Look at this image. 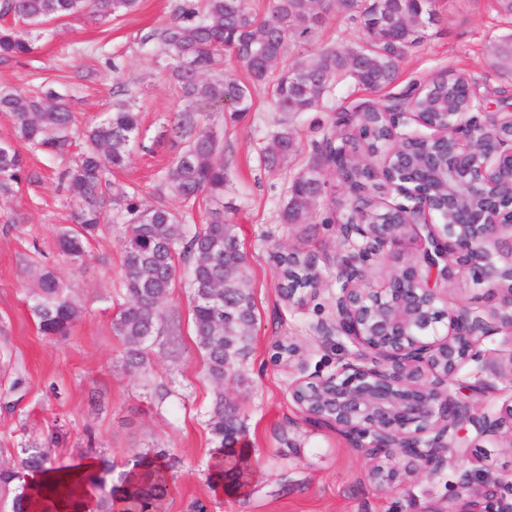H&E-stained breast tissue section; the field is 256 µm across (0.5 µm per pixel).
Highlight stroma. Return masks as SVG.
I'll return each mask as SVG.
<instances>
[{
    "label": "stroma",
    "mask_w": 512,
    "mask_h": 512,
    "mask_svg": "<svg viewBox=\"0 0 512 512\" xmlns=\"http://www.w3.org/2000/svg\"><path fill=\"white\" fill-rule=\"evenodd\" d=\"M179 0H140L137 10L104 19L92 11L50 22L34 54L0 60V89L52 88L64 96L80 124L102 120L117 100L141 112V127L126 167L112 176L115 191L137 192L145 206L165 200L187 220L192 237L206 217L207 203L192 208L161 197L159 173L179 152L169 133L183 102L165 67L164 50L152 34L175 18ZM438 20L422 31L419 45L400 63L397 79L379 91L346 80L337 84L317 111L295 118L291 128L298 151L287 168L266 172L260 150L278 119L265 88L254 89L250 112L224 117V201L231 207L239 247L245 256L256 306L255 335L241 380L217 385L206 373L192 331L187 260L177 272L164 303L180 322L181 349L154 345L151 370L129 365L123 340L113 328L126 299L122 280L121 222L106 224L77 259L63 255L61 233L72 224V208L62 186L77 147L63 156L34 152L29 177L20 191L0 198V463L18 466L21 451L48 447L57 464L67 465L86 451L104 456L116 470L145 452L160 451L172 468L176 489L167 512H431L458 505L457 467L469 469L476 484L493 487L512 472V450L472 439L473 455L440 474L380 491L368 479V460L335 429L318 426L291 400L295 374L271 360L273 345L292 341L304 353L308 372L329 374L349 345L340 337H318L316 326L329 320L337 276L346 251L339 235V206L350 201L346 187L327 174L324 195L311 223L283 224L278 214L291 180L321 155L336 129V114L363 101L385 103L442 72L463 73L476 88L481 111L494 112L507 84L490 66L491 47L512 33V20L493 0H434ZM362 38L349 15L327 16L307 43L290 40L286 58L302 53L344 51ZM123 73L113 81L111 66ZM293 246L315 254L320 289L304 308L278 289L275 248ZM52 272L79 307L67 335L47 336L31 311V295L41 271ZM485 285L462 272L444 291L442 308L482 309L489 305ZM239 408L244 445L257 457L260 475L245 490L215 493L207 480L215 443L208 419L217 389Z\"/></svg>",
    "instance_id": "stroma-1"
}]
</instances>
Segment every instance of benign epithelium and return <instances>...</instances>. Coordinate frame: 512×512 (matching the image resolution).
Wrapping results in <instances>:
<instances>
[{"label":"benign epithelium","instance_id":"obj_1","mask_svg":"<svg viewBox=\"0 0 512 512\" xmlns=\"http://www.w3.org/2000/svg\"><path fill=\"white\" fill-rule=\"evenodd\" d=\"M474 82L465 83L468 108L448 114L438 125L418 112L414 100L423 87L411 89L389 104L362 102L341 111L336 122L355 127L359 113L380 110L391 131L389 143L377 152L383 169L415 136L400 132L413 121L432 130L448 157L447 208L437 207L426 187L437 175L430 165L413 163L410 178L377 191L381 211L396 220L367 224L356 210L359 199L343 207L339 225L348 255L343 260L334 296L333 314L316 330L320 336L344 338L349 350L328 376L300 375L288 387L292 401L317 424L349 438L370 462L368 478L382 491L440 473L448 462L464 458L469 448L461 434L473 429L478 438L512 449V404L486 409L453 393L460 370L477 367L472 391L486 394L494 381L512 382V189L500 183L504 160L512 163V113L474 114ZM417 261L395 268L379 286L368 278L369 262L419 229ZM468 271L488 287L492 304L481 310L446 311L436 282H454ZM319 281L288 294V301L306 305ZM500 335L501 349L484 348ZM277 364L303 370L302 349L293 342L274 344ZM487 372L488 380L482 377ZM403 456V467L396 459ZM467 501L450 511L512 512V476L497 485L509 494L489 492L473 483L469 470L457 472Z\"/></svg>","mask_w":512,"mask_h":512}]
</instances>
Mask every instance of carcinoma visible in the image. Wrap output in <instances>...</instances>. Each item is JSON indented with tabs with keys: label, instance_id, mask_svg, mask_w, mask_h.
I'll return each instance as SVG.
<instances>
[{
	"label": "carcinoma",
	"instance_id": "cac0c4a2",
	"mask_svg": "<svg viewBox=\"0 0 512 512\" xmlns=\"http://www.w3.org/2000/svg\"><path fill=\"white\" fill-rule=\"evenodd\" d=\"M139 0H0V59L28 56L36 50L33 27L90 8L109 18L136 10ZM436 16L432 0H274L268 17L260 19L247 0H181L176 19L159 29L156 37L164 46L166 69L185 102L174 117L173 131L182 148L163 170L160 191L186 205L199 197L210 202L206 224L189 241H184L182 217L164 204L144 208L135 193H121L123 207L117 218L127 224L122 243L123 285L128 300L120 305L113 322L123 337L126 355L142 372L150 369L147 342L162 337L176 340L179 328L169 320L162 303L169 295L180 256L193 258L190 268L191 317L196 347L208 375L217 382L241 376V363L250 353L256 325V306L250 281L245 275V258L239 250L236 225L226 216L224 205V161L221 146L224 127L211 115L231 112L240 115L252 106V88L232 79L212 78L222 70L224 56L234 55L246 68L252 82L269 85L275 110L281 114L278 130L261 148V163L274 172L297 151L290 129L295 115L315 112L337 78H350L357 85L379 90L396 78L399 64L410 48L421 41V30L404 24L419 10ZM336 11L359 19L364 58L352 59L354 51L328 50L315 59L300 54L281 63L288 37L308 40L322 26L324 15ZM491 66L501 76H512V34L499 40ZM460 76L439 74L438 84L419 97L421 112L437 122L444 114L459 112L464 100ZM0 112L12 118V134L0 138V197H10L28 179L21 148L42 153H62L76 136L82 149L67 172V191L74 212L73 227L60 239L64 255L77 258L86 244L105 226L114 202L108 175L122 168L130 145L140 127L139 113L129 103L113 105L99 123L76 127V116L63 96L51 89L27 93H0ZM366 144L374 145L386 130L374 115L367 116L363 130ZM406 153L418 160L435 155L430 142H409ZM326 181L322 161L315 160L293 178L280 212L283 224H308ZM281 269L280 291L303 287L311 279L302 255H276ZM39 293L32 311L41 331L64 336L78 314L75 301L67 295L54 274L37 279ZM208 426L216 452L208 478L224 481L233 457L225 448L238 442L242 433L235 403L217 394ZM20 465L42 471L52 462L47 448H23ZM85 474L87 483L98 490L96 512H165L172 489L169 467L158 456L140 457L133 468L118 476V484L106 487L101 472L114 471L107 459ZM70 497V490L49 483L42 491L21 490L13 499L12 512H59L57 503Z\"/></svg>",
	"mask_w": 512,
	"mask_h": 512
}]
</instances>
